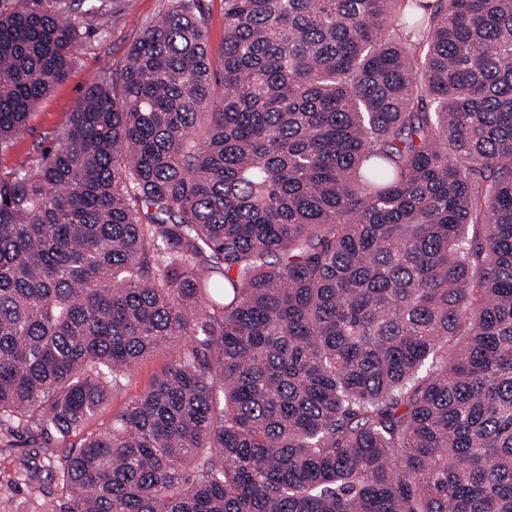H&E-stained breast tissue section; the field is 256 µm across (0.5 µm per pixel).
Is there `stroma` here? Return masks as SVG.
<instances>
[{
    "instance_id": "obj_1",
    "label": "stroma",
    "mask_w": 512,
    "mask_h": 512,
    "mask_svg": "<svg viewBox=\"0 0 512 512\" xmlns=\"http://www.w3.org/2000/svg\"><path fill=\"white\" fill-rule=\"evenodd\" d=\"M169 4L170 0H118L113 10L99 16L91 45L78 54L67 79L39 103L28 130L19 137L12 152L0 157V164L11 165L20 157L39 158L51 146L55 131L66 124L85 88L104 68L122 66L143 28ZM169 361V354L161 353L137 364L108 407L91 421V428L110 422L125 402L151 385ZM28 466L40 468L43 476H50L53 464L47 449L22 438L10 444L0 443V512H36L35 500L21 479Z\"/></svg>"
}]
</instances>
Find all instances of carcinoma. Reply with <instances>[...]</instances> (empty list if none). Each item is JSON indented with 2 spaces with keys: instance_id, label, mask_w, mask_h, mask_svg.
Instances as JSON below:
<instances>
[{
  "instance_id": "cac0c4a2",
  "label": "carcinoma",
  "mask_w": 512,
  "mask_h": 512,
  "mask_svg": "<svg viewBox=\"0 0 512 512\" xmlns=\"http://www.w3.org/2000/svg\"><path fill=\"white\" fill-rule=\"evenodd\" d=\"M85 2L0 0L1 155ZM198 2L0 168L38 512H512V0H224L219 81ZM170 355L161 353L149 357L137 364L124 380L122 389L112 398L110 404L88 425L89 430L98 428L112 420V415L118 413L125 402L140 395L147 389L155 376L169 363Z\"/></svg>"
}]
</instances>
